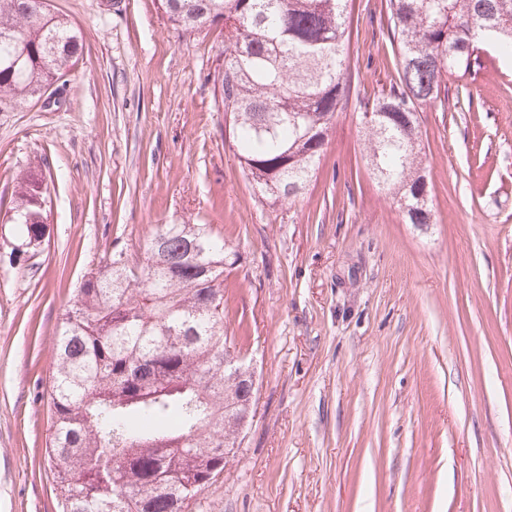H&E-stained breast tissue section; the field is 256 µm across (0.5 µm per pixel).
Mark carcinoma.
Masks as SVG:
<instances>
[{"mask_svg": "<svg viewBox=\"0 0 512 512\" xmlns=\"http://www.w3.org/2000/svg\"><path fill=\"white\" fill-rule=\"evenodd\" d=\"M173 27L224 26L214 79L240 167L272 205L295 201L313 175L315 142L348 93V0H161ZM397 80L365 127L368 163L410 223H431L420 148L421 105L444 76L463 78L483 50L512 56V0H389ZM83 39L68 16L35 0H0V101L24 103L66 84ZM50 196L19 171L5 216L41 245ZM211 224H158L142 259L117 245L61 314L46 390L49 462L62 512H192L224 473L235 432L224 405V266Z\"/></svg>", "mask_w": 512, "mask_h": 512, "instance_id": "cac0c4a2", "label": "carcinoma"}]
</instances>
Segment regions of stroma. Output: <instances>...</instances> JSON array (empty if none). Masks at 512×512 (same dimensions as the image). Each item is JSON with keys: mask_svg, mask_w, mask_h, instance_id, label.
<instances>
[{"mask_svg": "<svg viewBox=\"0 0 512 512\" xmlns=\"http://www.w3.org/2000/svg\"><path fill=\"white\" fill-rule=\"evenodd\" d=\"M49 0L81 30L59 104L0 103V194L51 175L45 237L2 258L0 512H59L46 388L60 314L113 243L211 224L255 413L200 512H512V58L421 107L433 221L370 175L361 113L396 77L386 0H353L351 89L293 204L262 203L214 77L224 38L159 0Z\"/></svg>", "mask_w": 512, "mask_h": 512, "instance_id": "1", "label": "stroma"}]
</instances>
